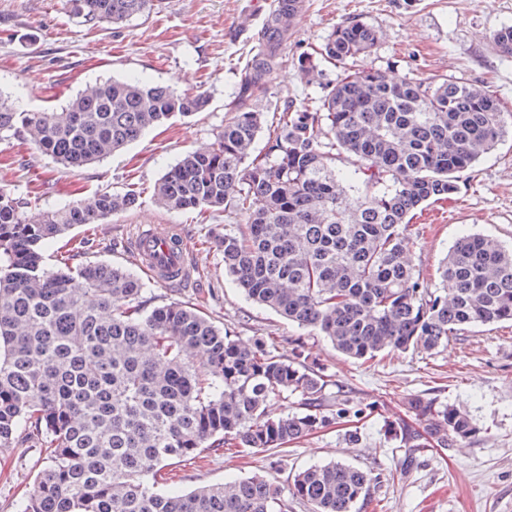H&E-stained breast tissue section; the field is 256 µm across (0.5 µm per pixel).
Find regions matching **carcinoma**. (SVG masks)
<instances>
[{"label": "carcinoma", "mask_w": 512, "mask_h": 512, "mask_svg": "<svg viewBox=\"0 0 512 512\" xmlns=\"http://www.w3.org/2000/svg\"><path fill=\"white\" fill-rule=\"evenodd\" d=\"M79 22L119 24L153 0H70ZM244 69L224 130L185 153L153 185L162 207L224 208V271L253 301L327 337L361 360L389 351L433 353L475 325L512 321V252L493 237H460L430 288L410 255L411 227L425 204L459 191L465 173L504 132L498 98L461 78L389 80L353 68L377 45L360 21L336 27L297 60L307 76L325 63L342 71L315 109H247L277 64L285 28ZM512 55V27L492 35ZM207 99L139 78L89 83L60 112H20L0 96V135L21 134L41 153L82 169L121 151ZM267 149L252 155L260 133ZM347 159L343 169L336 162ZM131 192H103L59 210L33 211L0 188V449L32 443L46 454L20 512H289L264 475L171 488V466L202 448H284L360 410L332 406L329 380L294 341L240 346L195 303L146 311L144 283L122 266L86 262L84 242L46 264L42 247L78 225L107 224L135 207ZM291 409L265 415L272 398ZM409 408L424 432L391 430L403 448L447 447L474 437L469 416L431 399ZM374 474L330 461L295 472L291 495L308 512H354Z\"/></svg>", "instance_id": "obj_1"}]
</instances>
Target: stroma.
Instances as JSON below:
<instances>
[{
	"mask_svg": "<svg viewBox=\"0 0 512 512\" xmlns=\"http://www.w3.org/2000/svg\"><path fill=\"white\" fill-rule=\"evenodd\" d=\"M272 2L156 0L149 15L92 29L73 18L67 0H0V94L22 109L61 111L85 84L112 77H139L207 97L201 112L175 116L124 151L80 170L64 168L20 136L1 139L0 187L43 209L102 191L136 192V206L114 216L108 227L71 230V237L92 241V260L140 273L145 308L198 300L214 325L243 344L271 333L286 355L293 339H300L308 361L329 376L333 400L347 399L363 410L354 421L358 443L346 439L340 424L285 448L237 456L210 448L175 465L176 488L189 491L266 472L285 493L294 471L341 461L386 476L358 512H512L511 322L470 327L430 355L408 350L367 361L347 358L325 337L305 334L246 301L225 277L224 256L209 240L210 230L223 229V212H173L152 197L156 179L223 130ZM351 20L377 31L370 62L393 79L462 78L492 91L512 114V57L491 44L494 31L512 26V0H302L282 46L284 63L251 107L272 113L290 100L317 106L338 68L325 65L309 81L293 61ZM422 222L423 230L411 236V255L432 288L442 287L439 268L459 236L480 232L512 247V126L475 164L454 199L428 207ZM147 224L178 229L193 268L182 285L157 280L131 255L127 238ZM415 396L461 409L477 435L447 448L405 453L388 431L408 420ZM37 458V448L27 443L0 450V512H17L38 472Z\"/></svg>",
	"mask_w": 512,
	"mask_h": 512,
	"instance_id": "obj_1",
	"label": "stroma"
}]
</instances>
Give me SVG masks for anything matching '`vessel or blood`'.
<instances>
[{
	"label": "vessel or blood",
	"instance_id": "b4317fda",
	"mask_svg": "<svg viewBox=\"0 0 512 512\" xmlns=\"http://www.w3.org/2000/svg\"><path fill=\"white\" fill-rule=\"evenodd\" d=\"M132 247L137 257L153 274L168 283L189 277L190 268L185 259V250L177 230L173 227H155L141 231Z\"/></svg>",
	"mask_w": 512,
	"mask_h": 512
}]
</instances>
